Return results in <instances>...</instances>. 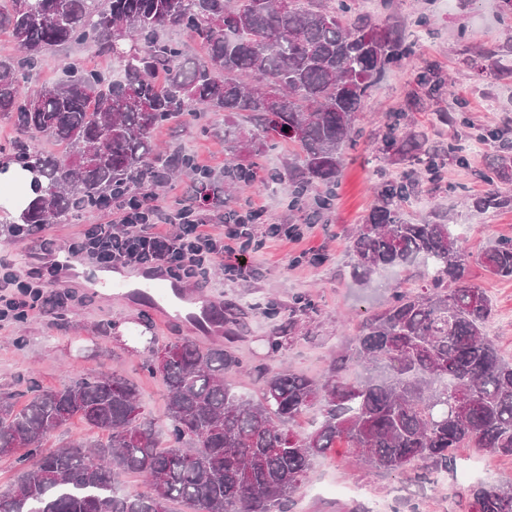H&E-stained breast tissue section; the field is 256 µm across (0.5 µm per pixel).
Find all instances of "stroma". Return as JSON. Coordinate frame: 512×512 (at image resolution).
Segmentation results:
<instances>
[{"label": "stroma", "instance_id": "stroma-1", "mask_svg": "<svg viewBox=\"0 0 512 512\" xmlns=\"http://www.w3.org/2000/svg\"><path fill=\"white\" fill-rule=\"evenodd\" d=\"M361 12L397 27L413 46L416 57L435 63L453 81V91L422 98L417 108L407 99L413 87L405 66L391 67L365 99L358 124L366 136L348 152L342 170L336 205L319 225L295 242H259L248 255L251 273L230 282L220 270H212L200 295L232 308L244 317L232 347L245 366L287 368L312 378L322 377L332 358L353 338L359 322L370 311L384 308L391 299L390 287L402 279L400 272L386 271L370 284L354 281L346 266L350 232L374 204V188L380 180L405 171L404 162L387 161L373 170L369 159L374 149L371 136L382 133L390 113H408L415 130L430 139L447 141L448 129L436 121L440 112L464 111L469 127L495 128L512 123V74L497 77L498 66L512 67V16L502 15L499 0H355ZM427 15L430 26L417 23ZM492 50V57L472 62L469 46ZM76 61L92 68L112 69L111 58L96 55L86 45L72 43L44 56L40 75L29 80L36 90L45 80L57 77L66 63ZM469 127L460 128L467 135ZM158 141L181 143L198 158L224 168L223 139L204 133L200 125L172 123L159 129ZM445 166L440 187L422 193L409 204L411 219L436 210L445 221L458 225L471 253H479L487 241L512 237V209L495 214L476 212L471 197L488 190L487 181L476 178L475 162ZM260 200L263 220L273 224H298L299 213L288 209V191L277 193L243 188L226 196L227 207L243 208L248 200ZM471 280L485 288L495 304L489 327L505 358L512 359V281L488 278L479 264L471 266ZM305 295L315 307L311 320L293 337L284 339L278 354H270L268 340L273 323L251 310V303L273 300L288 308L296 295ZM157 344L187 338L181 323L161 320L153 311L86 291L83 304L64 316L33 313L14 328L0 331V391L23 388L28 379L60 386L69 376L91 369L116 370L134 382L147 415L163 421L165 386L145 367L146 338ZM346 451L318 458L307 485L297 495L291 512H352L363 506L371 512L381 503L386 512H464L458 491L474 483H512V457L491 455L475 448L457 451L454 472L433 474L413 482L396 474L374 472L347 462Z\"/></svg>", "mask_w": 512, "mask_h": 512}]
</instances>
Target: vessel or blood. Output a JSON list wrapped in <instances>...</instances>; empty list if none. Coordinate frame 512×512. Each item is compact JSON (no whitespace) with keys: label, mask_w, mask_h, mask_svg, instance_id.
<instances>
[{"label":"vessel or blood","mask_w":512,"mask_h":512,"mask_svg":"<svg viewBox=\"0 0 512 512\" xmlns=\"http://www.w3.org/2000/svg\"><path fill=\"white\" fill-rule=\"evenodd\" d=\"M102 295L143 305L183 322L193 334L220 336L224 333L221 305L189 294L181 284L153 271L122 270L99 274L89 280Z\"/></svg>","instance_id":"obj_1"}]
</instances>
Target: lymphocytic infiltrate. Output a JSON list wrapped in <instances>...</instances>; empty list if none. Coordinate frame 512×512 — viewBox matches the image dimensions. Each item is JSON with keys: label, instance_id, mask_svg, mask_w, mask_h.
<instances>
[{"label": "lymphocytic infiltrate", "instance_id": "lymphocytic-infiltrate-1", "mask_svg": "<svg viewBox=\"0 0 512 512\" xmlns=\"http://www.w3.org/2000/svg\"><path fill=\"white\" fill-rule=\"evenodd\" d=\"M263 212V206L251 204L233 220L217 224L187 210L183 199H165L147 190L136 205L113 207L114 223L87 224L69 238H47L41 228L27 224L9 225L8 234L38 238L39 245L24 263L0 261V329L11 328L32 312L63 313L77 301L75 290L59 287L42 273L60 252L100 268H159L193 284L216 267L226 279H240L259 231L254 218Z\"/></svg>", "mask_w": 512, "mask_h": 512}]
</instances>
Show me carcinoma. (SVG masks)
<instances>
[{
	"mask_svg": "<svg viewBox=\"0 0 512 512\" xmlns=\"http://www.w3.org/2000/svg\"><path fill=\"white\" fill-rule=\"evenodd\" d=\"M1 28L19 53L0 56V115L16 130L0 154L42 178L20 214L37 226L110 211L122 198L133 205L142 189L181 174L192 208L224 221V189L252 185L260 160L282 142L292 152L268 170L264 187L288 184V208L313 224L334 207L358 113L390 67L405 63L428 98L452 91L436 65L414 60L396 29L357 12L353 0H6ZM167 31L202 43L205 55L189 54ZM73 42L120 60L122 78L71 62L26 91L43 55ZM203 112L224 113L213 131L231 159L219 174L155 143L171 119ZM384 128L376 160L401 155L411 170L376 187L352 234L351 274L365 283L417 265L421 287L393 289L389 306L361 320L321 379L246 369L224 345L183 339L150 349L144 365L166 388L161 425L116 371L56 388L31 380L21 407L16 393H1L0 457L15 459L18 476L0 491V512H172L174 503L188 512H290L315 460L338 444L371 469L417 480L420 466L454 469L459 448L512 456V359L485 332L495 309L470 282L475 255L451 225L403 217L423 182L468 162L464 145L457 134L432 145L405 112ZM508 133L470 135L492 148L477 174L494 187L472 198L477 212L512 208ZM43 139L65 143L66 156L43 151ZM475 257L489 276L512 281V238L489 241ZM312 312L296 296L271 352ZM244 374L259 384L257 396L236 391ZM75 417L89 433L47 446ZM128 474L144 476L149 491L119 492ZM459 496L472 512H512V484L474 485Z\"/></svg>",
	"mask_w": 512,
	"mask_h": 512,
	"instance_id": "obj_1",
	"label": "carcinoma"
}]
</instances>
